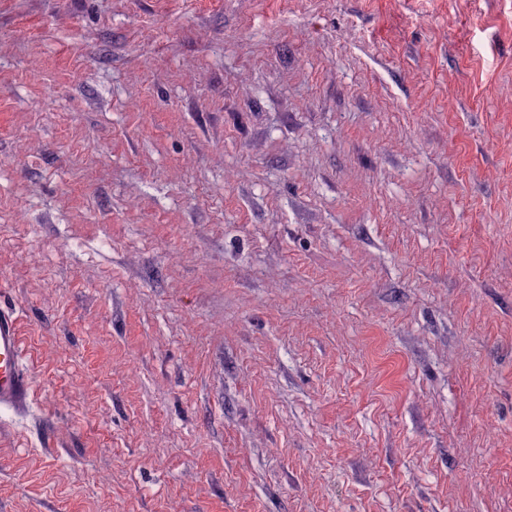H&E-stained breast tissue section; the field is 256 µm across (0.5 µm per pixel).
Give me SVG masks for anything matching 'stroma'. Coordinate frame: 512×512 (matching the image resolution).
Returning a JSON list of instances; mask_svg holds the SVG:
<instances>
[{"label":"stroma","mask_w":512,"mask_h":512,"mask_svg":"<svg viewBox=\"0 0 512 512\" xmlns=\"http://www.w3.org/2000/svg\"><path fill=\"white\" fill-rule=\"evenodd\" d=\"M0 311V512H512V0H0ZM23 348L18 320L0 312V408L23 411L33 399L32 382L22 366Z\"/></svg>","instance_id":"1"}]
</instances>
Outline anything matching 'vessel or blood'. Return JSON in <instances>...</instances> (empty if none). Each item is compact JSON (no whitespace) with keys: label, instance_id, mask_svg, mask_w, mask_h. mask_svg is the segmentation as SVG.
<instances>
[{"label":"vessel or blood","instance_id":"b4317fda","mask_svg":"<svg viewBox=\"0 0 512 512\" xmlns=\"http://www.w3.org/2000/svg\"><path fill=\"white\" fill-rule=\"evenodd\" d=\"M23 348L15 315L0 312V408L22 411L33 399L32 382L22 366Z\"/></svg>","mask_w":512,"mask_h":512}]
</instances>
